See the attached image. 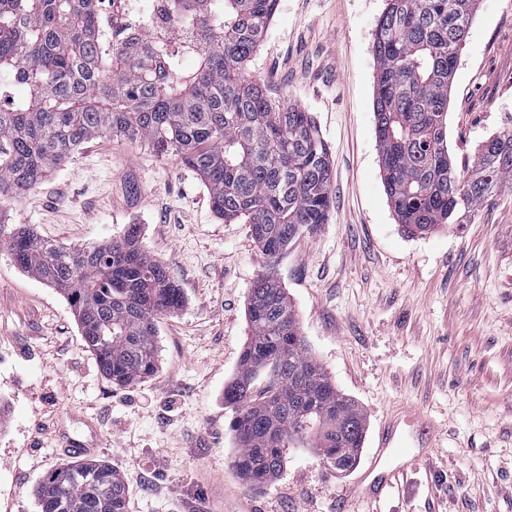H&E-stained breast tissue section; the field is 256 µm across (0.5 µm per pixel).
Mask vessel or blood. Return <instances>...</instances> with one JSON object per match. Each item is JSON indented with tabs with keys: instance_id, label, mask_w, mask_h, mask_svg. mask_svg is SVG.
Returning a JSON list of instances; mask_svg holds the SVG:
<instances>
[{
	"instance_id": "b4317fda",
	"label": "vessel or blood",
	"mask_w": 512,
	"mask_h": 512,
	"mask_svg": "<svg viewBox=\"0 0 512 512\" xmlns=\"http://www.w3.org/2000/svg\"><path fill=\"white\" fill-rule=\"evenodd\" d=\"M437 439L434 423L420 411L405 407L391 413L382 422L375 439L376 453L370 467L357 483L360 493L377 498L391 486L396 475L404 473L416 460L415 449L433 447ZM396 455L401 464L385 467L382 460Z\"/></svg>"
}]
</instances>
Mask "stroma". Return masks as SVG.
Here are the masks:
<instances>
[{
    "label": "stroma",
    "mask_w": 512,
    "mask_h": 512,
    "mask_svg": "<svg viewBox=\"0 0 512 512\" xmlns=\"http://www.w3.org/2000/svg\"><path fill=\"white\" fill-rule=\"evenodd\" d=\"M386 0H277L250 69L284 105L311 112L334 172L326 224L277 263L248 225L227 224L179 159L99 138L34 190L0 202V223L45 240L98 245L142 227V245L182 288L159 319V367L119 388L101 373L65 298L0 248V512H39L35 488L90 442L129 491V512H512V188L471 223L406 234L379 162L372 50ZM512 128V0H478L448 104V151L470 165ZM275 266L314 357L367 415L350 472L291 448L255 488L231 467L224 386L248 334L256 277ZM438 426L404 480L353 500L385 415L403 406Z\"/></svg>",
    "instance_id": "1"
}]
</instances>
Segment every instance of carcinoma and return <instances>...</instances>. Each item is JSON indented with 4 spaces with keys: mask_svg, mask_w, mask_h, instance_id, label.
<instances>
[{
    "mask_svg": "<svg viewBox=\"0 0 512 512\" xmlns=\"http://www.w3.org/2000/svg\"><path fill=\"white\" fill-rule=\"evenodd\" d=\"M175 28L138 45L108 32L100 0H0V197L20 196L82 145L105 136L177 157L207 188L214 213L250 225L268 269L250 288L249 333L224 388L232 467L252 486L280 472L288 448L358 462L367 419L309 352L274 266L326 223L330 150L310 113L276 101L248 71L276 0H167ZM477 0H387L373 40L376 138L387 199L412 233L467 224L512 183V129L490 136L471 168L448 153V97ZM26 89L14 97V87ZM16 267L67 299L101 372L116 386L157 366L158 319L184 304L141 225L99 245L44 241L0 224ZM35 496L41 512H128L129 492L104 461L65 463Z\"/></svg>",
    "mask_w": 512,
    "mask_h": 512,
    "instance_id": "cac0c4a2",
    "label": "carcinoma"
}]
</instances>
